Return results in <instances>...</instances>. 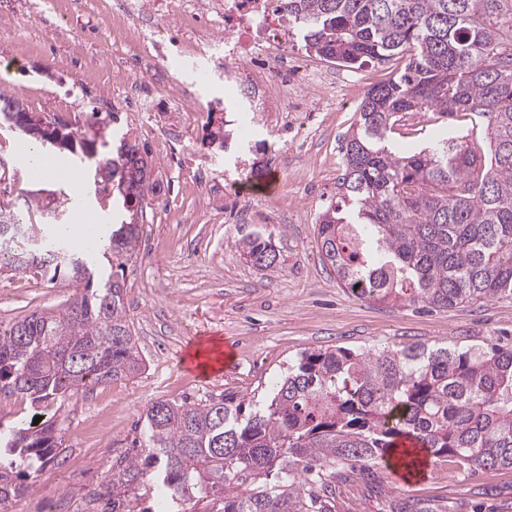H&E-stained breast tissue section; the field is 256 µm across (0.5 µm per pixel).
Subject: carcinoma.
<instances>
[{
    "mask_svg": "<svg viewBox=\"0 0 512 512\" xmlns=\"http://www.w3.org/2000/svg\"><path fill=\"white\" fill-rule=\"evenodd\" d=\"M306 50L346 65L405 63L373 86L343 137L336 201L317 228L322 258L358 299L448 309L512 298V0H281ZM417 112L487 119L486 148L440 133L401 153L394 126ZM92 112L54 149L92 180L94 193L125 179L123 213L109 237L123 266L139 254L151 183L149 153ZM35 242L0 245V272L37 274L78 292L0 331V396L34 408L138 375L143 359L126 288L97 258L66 254L62 239L15 218ZM261 270L283 267L271 232L235 241ZM473 472L512 468V345L416 343L302 352L261 400L234 394L144 411L137 452L112 465L103 512H336L348 473L390 459L401 439ZM55 421L0 431V506L63 453Z\"/></svg>",
    "mask_w": 512,
    "mask_h": 512,
    "instance_id": "cac0c4a2",
    "label": "carcinoma"
}]
</instances>
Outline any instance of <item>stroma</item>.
Listing matches in <instances>:
<instances>
[{"label": "stroma", "instance_id": "stroma-1", "mask_svg": "<svg viewBox=\"0 0 512 512\" xmlns=\"http://www.w3.org/2000/svg\"><path fill=\"white\" fill-rule=\"evenodd\" d=\"M24 0H0V88L41 115L83 118L89 111L114 112L122 131L144 145L152 160L156 188L150 196L140 258L125 268L106 267L124 282L132 333L146 367L129 380L88 389L57 411L66 446L7 512H62L83 499L84 512L97 506L84 495L85 483L98 494L112 490V465L130 455L145 407L157 399L193 400L237 393L266 394L289 358L306 349L405 347L415 343L479 344L501 339L512 344V299L419 312L353 298L321 257L317 222L336 198L342 172L339 142L354 122L353 110L303 113L298 124L272 127L258 136L244 157L260 167L246 180L233 158L207 142V114L187 119L164 113L167 124L188 128L183 144L162 156L153 136L124 102L112 94V60L123 49L93 13L69 15L41 0L35 16L17 23ZM421 131L395 136L399 151L422 148L437 132L464 130L485 145L484 126L469 118L438 119L421 113ZM24 136L0 130V204L28 221L25 193L42 191L43 226L66 223L47 195L58 182L30 179L18 162ZM221 172L226 183H243L260 201L253 213L227 198L198 196L184 180L199 164ZM283 235L282 269L253 267L234 242L256 227ZM73 295L62 284L31 287L27 277L0 276V327L33 310L62 308ZM207 334L226 349L221 367L200 379L183 361L192 337ZM417 501L437 512H512V468L474 473L456 459L432 460L427 478L395 482L391 463L351 474L336 485L339 512H391L395 504Z\"/></svg>", "mask_w": 512, "mask_h": 512}]
</instances>
